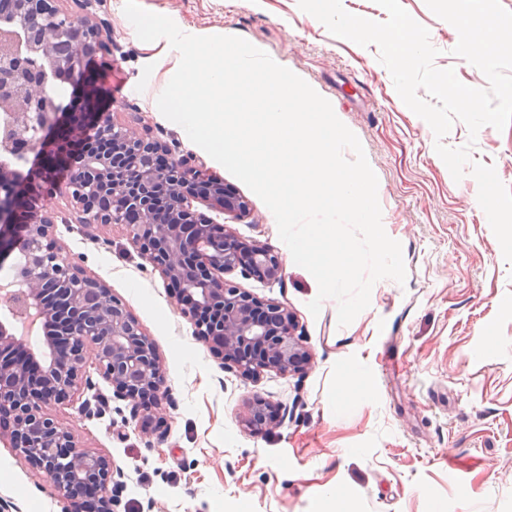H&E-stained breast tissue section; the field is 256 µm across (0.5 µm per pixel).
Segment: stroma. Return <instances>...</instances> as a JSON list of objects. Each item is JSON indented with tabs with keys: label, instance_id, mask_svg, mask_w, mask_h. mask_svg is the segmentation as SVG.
Returning <instances> with one entry per match:
<instances>
[{
	"label": "stroma",
	"instance_id": "35a3bbf8",
	"mask_svg": "<svg viewBox=\"0 0 512 512\" xmlns=\"http://www.w3.org/2000/svg\"><path fill=\"white\" fill-rule=\"evenodd\" d=\"M210 35L241 37L303 78L358 137L378 177L383 227L400 242L406 280L376 282L370 305L339 326L337 303L319 315L307 305L314 277L296 265L272 212L240 180L200 151L157 106L167 62L146 50L123 12L124 0L96 11L114 43L103 73L101 107L137 133L174 138L243 198L249 217L232 224L243 242L270 246L280 280L230 274L250 294L288 307L310 353L301 373L259 380L221 366L192 333L167 281L141 257L123 226L84 233L65 196L47 206L60 216L54 235L84 258L88 274L111 288L155 343L166 392L150 422L106 411L88 419L81 402H113L94 361L95 387L49 414L83 449L109 457L125 474L120 512H512V265L477 199L472 175L454 180L434 145L470 146L512 189V125L470 136L454 122L436 139L397 94L376 46L333 36L298 0H139ZM430 33L434 65L467 86L485 75L453 53L459 35L425 0H401ZM288 406L285 421L254 431L242 422L253 395ZM165 432L157 442L149 429ZM0 500L20 512H62L47 477L0 443Z\"/></svg>",
	"mask_w": 512,
	"mask_h": 512
}]
</instances>
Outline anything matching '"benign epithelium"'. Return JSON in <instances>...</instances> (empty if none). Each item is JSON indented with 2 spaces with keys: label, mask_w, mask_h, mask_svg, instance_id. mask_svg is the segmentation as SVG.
Returning <instances> with one entry per match:
<instances>
[{
  "label": "benign epithelium",
  "mask_w": 512,
  "mask_h": 512,
  "mask_svg": "<svg viewBox=\"0 0 512 512\" xmlns=\"http://www.w3.org/2000/svg\"><path fill=\"white\" fill-rule=\"evenodd\" d=\"M5 0L0 5V110L10 115L0 133V155L23 164L41 158L28 176L38 192L27 199L19 172L0 162V266L14 260L20 280L5 290L12 317L0 321V440L8 441L63 499L80 512H117L113 489L124 472L102 455L77 448L72 432L46 412L74 392L92 388L84 370L92 350L114 397L131 402L130 415L158 404L160 357L136 318L102 280L90 276L83 257L63 252L54 237L57 215L41 199L64 195L86 226L120 224L130 241L175 288L181 315L224 364L246 378L263 371H299L309 354L284 306L263 301L224 275L277 280L281 257L265 245H248L223 224L193 209L207 208L236 220L247 203L231 195L176 142L135 135L112 122L94 101L103 93L85 77L86 106L63 107L49 91L48 71L83 74L90 56L112 58L107 21L89 11L90 0ZM28 249L18 253V244ZM31 320L52 327L41 353L26 348L17 329ZM288 409L262 397L249 399L243 422L261 430Z\"/></svg>",
  "instance_id": "obj_1"
}]
</instances>
